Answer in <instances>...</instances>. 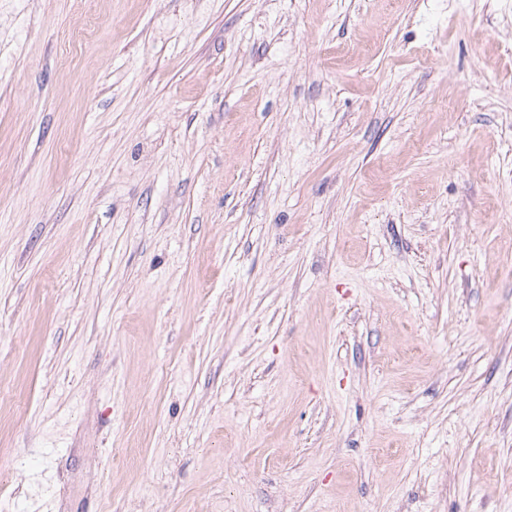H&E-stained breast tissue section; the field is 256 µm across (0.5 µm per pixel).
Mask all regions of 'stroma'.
<instances>
[{"instance_id":"stroma-1","label":"stroma","mask_w":512,"mask_h":512,"mask_svg":"<svg viewBox=\"0 0 512 512\" xmlns=\"http://www.w3.org/2000/svg\"><path fill=\"white\" fill-rule=\"evenodd\" d=\"M0 0V512H512V0Z\"/></svg>"}]
</instances>
